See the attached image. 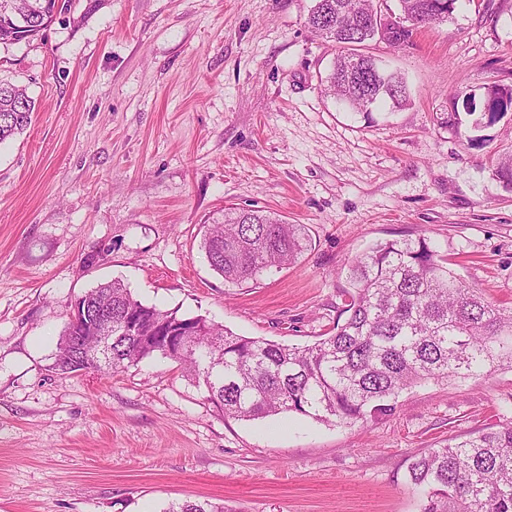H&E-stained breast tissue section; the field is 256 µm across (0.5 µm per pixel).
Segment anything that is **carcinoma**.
Here are the masks:
<instances>
[{
    "instance_id": "cac0c4a2",
    "label": "carcinoma",
    "mask_w": 512,
    "mask_h": 512,
    "mask_svg": "<svg viewBox=\"0 0 512 512\" xmlns=\"http://www.w3.org/2000/svg\"><path fill=\"white\" fill-rule=\"evenodd\" d=\"M48 0H15L29 12L23 40L43 38L55 23ZM459 0H314L307 24L338 49L322 80L325 94L366 120L371 107L409 101L405 79L388 72L389 86L371 72L380 61L366 48L399 45L381 32L384 21L403 17L423 27L451 18ZM489 111L479 125L496 123L512 107V85H494ZM34 100L26 89L0 83V144L31 124ZM494 176L512 192V156L495 164ZM301 224L274 212L231 207L224 222L200 241L210 267L224 282L242 284L286 266L306 247ZM344 291L343 323L311 345L290 347L238 336L203 316L186 317L136 299L121 280L85 292L88 316L112 303V360L87 357L95 340L87 334L76 352L68 325L52 370L64 375L94 368L120 373L159 354L203 384L207 399L224 415L251 420L295 412L325 423L352 425L385 415L399 395L422 382L466 381L512 369V310L465 287L435 257L427 238L391 239L352 260ZM410 483L423 496L422 512H512V425L472 433L454 444L429 448L408 466ZM165 512H226L219 502L171 503Z\"/></svg>"
}]
</instances>
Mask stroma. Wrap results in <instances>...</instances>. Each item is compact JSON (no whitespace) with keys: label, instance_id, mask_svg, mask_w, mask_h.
Returning <instances> with one entry per match:
<instances>
[{"label":"stroma","instance_id":"1","mask_svg":"<svg viewBox=\"0 0 512 512\" xmlns=\"http://www.w3.org/2000/svg\"><path fill=\"white\" fill-rule=\"evenodd\" d=\"M313 0H74L46 37L0 45V82L36 104L0 144V512H421L413 457L512 422V370L404 392L336 426L237 420L176 363L51 371L75 300L120 279L147 305L289 346L340 319L351 261L427 237L464 285L512 306V112L438 126L455 92L512 84V0L462 5L412 45L373 46L410 103L372 122L327 96L335 49ZM480 146H471V139ZM254 206L305 225L296 262L242 286L199 248Z\"/></svg>","mask_w":512,"mask_h":512}]
</instances>
